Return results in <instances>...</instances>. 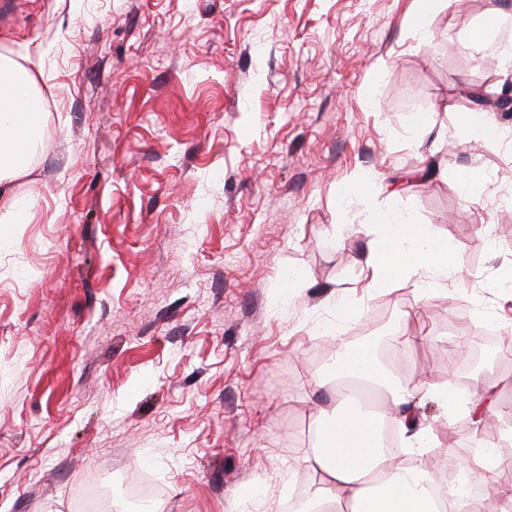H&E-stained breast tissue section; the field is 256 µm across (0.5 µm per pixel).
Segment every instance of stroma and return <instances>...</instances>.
<instances>
[{
  "instance_id": "stroma-1",
  "label": "stroma",
  "mask_w": 512,
  "mask_h": 512,
  "mask_svg": "<svg viewBox=\"0 0 512 512\" xmlns=\"http://www.w3.org/2000/svg\"><path fill=\"white\" fill-rule=\"evenodd\" d=\"M412 2L16 0L0 53L34 73L48 136L13 184L29 219L0 235V512H73L113 472L165 512H264L320 481L301 456L340 391L314 352L371 340L402 382L451 388L443 341L512 337V243L481 246L512 224V116L471 139L458 100L512 83L461 44L512 0H438L422 38ZM475 166L484 186L459 193ZM373 204L431 226L462 275L423 302L367 287ZM342 298L360 319L337 320ZM488 377L480 431L512 433V359L472 370L469 397ZM420 412L438 476L470 419Z\"/></svg>"
}]
</instances>
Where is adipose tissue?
Instances as JSON below:
<instances>
[{"label": "adipose tissue", "mask_w": 512, "mask_h": 512, "mask_svg": "<svg viewBox=\"0 0 512 512\" xmlns=\"http://www.w3.org/2000/svg\"><path fill=\"white\" fill-rule=\"evenodd\" d=\"M39 95L32 71L0 54V209L16 224L26 222L28 210L15 198L12 185L27 174L32 156L44 141V116L28 112L25 106L27 98ZM369 217L366 229L377 234L364 261L369 287L394 290L407 286L424 298L449 276L459 274L447 240L413 223L404 212L376 208ZM346 376L377 382L370 350L337 346L330 378ZM384 392L398 409L394 424L407 432L413 470L391 465L390 452L382 448L373 421L365 415L323 410L315 418L318 441L302 456L322 481L309 494L311 504L318 507L330 500L351 512H479L478 501L461 490L437 482L429 488L422 485L420 464L431 441L422 423L412 420L415 400L430 396L445 405L447 390L390 383Z\"/></svg>", "instance_id": "1"}]
</instances>
